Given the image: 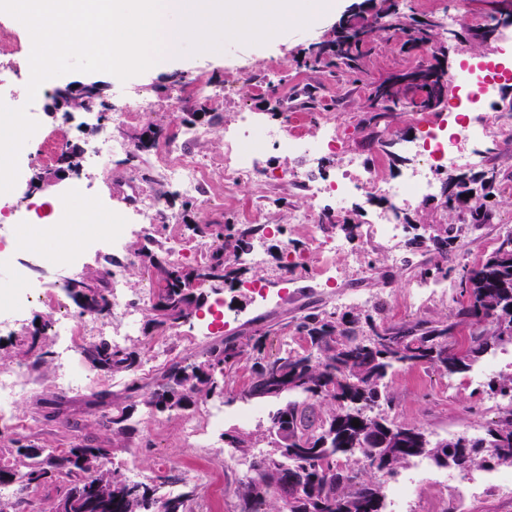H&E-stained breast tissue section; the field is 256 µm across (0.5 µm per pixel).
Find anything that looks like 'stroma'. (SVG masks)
<instances>
[{"mask_svg": "<svg viewBox=\"0 0 512 512\" xmlns=\"http://www.w3.org/2000/svg\"><path fill=\"white\" fill-rule=\"evenodd\" d=\"M358 0H339L336 11L322 15L308 26L291 28L275 35L263 44H245L227 41L221 50L210 53H188L187 43L171 48L169 66L156 67L119 80L105 72H71L54 78V86L76 82H98L102 96L108 101L125 97L152 103L169 97L173 86L187 85L198 70H205L208 78L226 88L219 100L187 99L182 108L147 110L142 120L111 126L115 139L129 143L140 139L149 129L160 128L171 133L177 126L190 122L194 112L217 114L220 124L207 125L206 138L195 145L194 151L203 161L224 155V129L237 122L241 113L250 112L265 125L281 123L284 98L294 99L300 111H313L317 100H324L334 115L340 144L336 151L322 153L307 159L288 154L270 153L262 158L261 168L281 171L302 168L333 174L341 170L347 154L374 155L381 152L382 137L392 139V157L385 166L387 178L397 174H412L417 163L404 145L415 131L414 117L405 105H398L379 123H371L369 97L374 87L391 74L417 66V55L400 52L397 42L376 41L363 60V69L350 74L337 68H323L309 64L313 43L333 37L342 16L354 9ZM252 63L256 69L251 76L240 77L232 71L236 63ZM276 62L281 66L277 84H269L262 66ZM37 118L48 133L64 139L74 147L75 171L98 178L99 192L110 198L115 208H124L126 198L121 193L120 172L114 171L111 159L100 160L98 168H91L85 147L97 140L103 128L93 112H76L63 116L53 109L51 101H44ZM472 153L484 156L487 163L497 165L502 174L498 187V204L493 220L484 225L479 234L468 233L457 238L446 254L447 265H456L460 249H467L474 259L490 253L499 237V227L512 225V136L472 145ZM111 170L112 175L99 179V169ZM153 191L165 201L166 221L173 224L178 234L196 240L203 253L213 249L211 240L196 238L194 228L212 221L240 222L243 210L262 208L265 224L271 232L264 238L265 261L253 267L239 264L227 268L219 282L206 284V299L223 298L221 329L208 336L194 333V322L178 326L169 349L170 357L193 362L214 340L253 330L268 332L265 351L277 354L288 348L297 335L292 325L304 308L316 305L332 311L340 293H362L368 301L359 306L361 315L371 316L388 326L399 327L427 318L436 322L451 321L455 312L453 289L438 292L417 308L406 305L407 296L416 282L411 270L394 265L390 254L369 234L370 209L349 206L333 207L334 224H299L297 210L306 208L304 190L287 183H245L228 188L220 171L210 175L207 197L187 205L164 182H157ZM407 223L408 237L433 238L436 226L446 224L448 216L440 197L404 206L401 215ZM344 240L347 248L336 253L332 265L336 271L334 283H326L314 266L304 261L312 234ZM16 241L15 256L31 267V275L41 282H49L64 272L61 250L72 248L78 241L71 225L58 228L55 236L45 237L34 226L18 225L13 229ZM134 255L128 266L125 288L135 296L153 286L149 275L152 262L170 257L166 235L154 241H145L139 232H131L122 241L118 251L104 250L90 256L83 268L87 271L106 267L113 254ZM261 282L272 300L259 304L255 295L246 291L244 282ZM13 335L0 333V373L22 372L28 383V393L16 406L14 413L20 425L17 433L0 434V465L10 464L4 448L10 447L13 435L28 437L35 445L48 449L64 448L69 443L91 441L108 442L112 433L102 427H90L94 416L123 407H130L132 431L114 456L129 475L139 479L175 476L197 485L199 497L196 512H234L233 491L247 477L248 466L238 453L228 452L227 435L247 430L261 435L264 420L242 424L238 413L244 400L236 374L224 379V425L206 431L202 440L186 435L188 420L204 421L210 404L198 402L186 411L148 412L142 405H131L126 397L125 378L91 366L83 357H75L73 366L88 375L87 385L66 390L57 384L60 373L58 362L35 369L27 357L15 355L11 346ZM482 381L472 380L470 374L448 375L422 366H403L385 379V390L392 400L383 414L398 425L422 429L431 440L469 432L481 433L503 410L502 402L482 394ZM398 477L412 481L405 503L406 512H512V466L499 465L493 469L476 468L469 475H460L449 467L428 463L417 468L408 463L399 468Z\"/></svg>", "mask_w": 512, "mask_h": 512, "instance_id": "35a3bbf8", "label": "stroma"}]
</instances>
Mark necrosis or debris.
<instances>
[{"instance_id": "necrosis-or-debris-1", "label": "necrosis or debris", "mask_w": 512, "mask_h": 512, "mask_svg": "<svg viewBox=\"0 0 512 512\" xmlns=\"http://www.w3.org/2000/svg\"><path fill=\"white\" fill-rule=\"evenodd\" d=\"M500 55L501 62L496 69L476 66L450 73L448 83L455 93L448 106L439 113L417 117L420 134L412 140L411 148L420 158L421 166L414 177L387 179L381 157L369 158L362 154L351 156L341 173L326 177H316L299 168L278 174L259 169L258 156L270 149L303 158L336 151L339 145L337 130L332 124L325 125L320 139L309 140L299 135L296 128L304 115L295 111L293 101L289 100L284 104L282 126L260 129L245 114L234 127L225 130L224 181L230 187L275 179L303 185L308 207L296 214L300 224L321 223L333 203L361 209L375 198H383L385 204L373 220L374 232L392 252L395 263L405 264L408 257L399 245L404 233V226L398 221L401 206L433 196L449 168L466 162L465 145L481 142L498 133L489 113L498 104L500 81L512 77V37H503ZM204 136L200 128L182 125L154 151L145 154L134 145L113 140L111 134H103L100 140L89 145L87 152L91 155L105 152L126 164L125 184L132 200L121 210L99 203L94 210L77 211L71 207V200L93 190L92 184L79 176L66 186L63 199L53 204L37 202L30 188L28 171L35 161H52L64 144L47 132L36 131L20 152L19 176L13 191L0 194V223L37 224L49 236L56 226L92 224L103 218L110 220L113 236H120L127 225L135 224L144 237H152L164 210L162 200L148 191L152 180L166 182L189 200L204 195L207 185L204 169L187 149L188 144L202 141ZM124 274L125 265L121 262L113 264L107 272L112 306L106 314H72L64 321L54 322L51 333L57 338L55 355L63 366L58 376L61 386L75 384L70 365L89 333L110 332L113 344L122 345L139 314L149 304L150 294L136 297L127 294ZM14 281L12 309L15 316L10 320L0 319V332L12 329L15 317L22 315L32 303L63 309V300L69 293L68 277H60L47 287L33 285L29 283L26 271L18 266L14 269Z\"/></svg>"}]
</instances>
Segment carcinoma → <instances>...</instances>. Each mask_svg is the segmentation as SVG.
<instances>
[{
	"instance_id": "obj_1",
	"label": "carcinoma",
	"mask_w": 512,
	"mask_h": 512,
	"mask_svg": "<svg viewBox=\"0 0 512 512\" xmlns=\"http://www.w3.org/2000/svg\"><path fill=\"white\" fill-rule=\"evenodd\" d=\"M387 12V37L396 32L406 35L400 50L417 53L423 47L437 59L434 30L436 21L424 18L406 26L393 0H380ZM378 35L359 37L353 31L337 32L334 38L311 52L313 64L343 67L350 73L361 71L363 58ZM435 64L405 69L391 76L398 101L420 98L428 109L434 97L428 75ZM500 171L492 166L472 187L461 177L449 175L445 182L451 191L444 197L448 225L439 238V249L446 250L458 238L460 224L479 227L491 223L492 201ZM200 236L214 237L218 244L204 265L186 269L180 264L153 265L154 283L150 325L157 329L189 320L204 302L201 287L208 280L224 279L227 264L241 258L246 240L255 236L254 224H202L194 228ZM421 278H446L449 270L437 260L413 265ZM90 289L109 304L107 280L103 273L87 275ZM47 319L31 336L17 339L20 353H35L33 365H48ZM468 329L466 345L443 351L435 347L442 336L455 329ZM305 346L282 355L264 353L266 336H225L208 347L202 359L183 364L174 360L157 377L146 397L147 408L158 411H185L202 398L224 397V376L243 362L250 363V385L245 398H280L297 393L291 400L268 414V423L287 433L277 437L266 432V450L253 457L251 475L234 489L235 512H280V501L302 487L293 512H384L381 486L368 479L352 464L362 455L370 467L388 475L409 459L430 455L441 466L467 472L474 466L512 465V374L494 377L487 387L490 394L508 402V408L491 421L481 435H456L431 444L419 428L389 422L376 412L381 403L391 404L381 388L388 372L401 366L427 365L451 374L468 372L484 354L505 344L512 345V235L501 236L495 248L459 273L454 321L443 324L421 318L399 328L387 327L351 311H327L310 306L294 324ZM84 358L95 368L113 374H136L140 352L117 347L105 339L81 346ZM130 414L121 410L107 423L112 425V447L71 446L44 453L32 444L12 441L5 451L12 464L0 467V486L20 480L19 491L43 488L48 494L38 512H155L158 501L167 502L170 512H192L198 496L196 486L187 483L177 493L167 485L171 477L146 483L129 479L119 464H108L115 449L131 430ZM359 420V426L352 425ZM230 447L247 455L257 440L246 432L227 437Z\"/></svg>"
}]
</instances>
